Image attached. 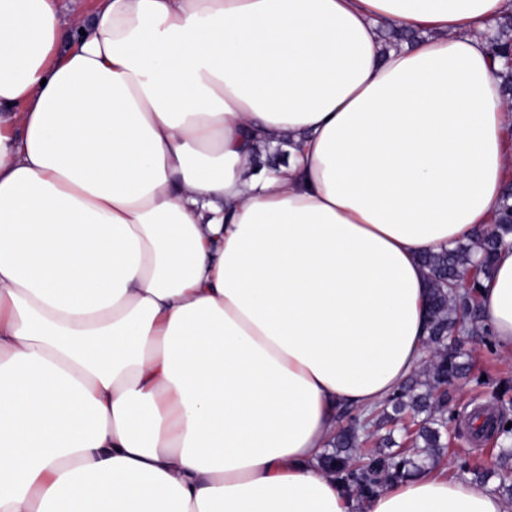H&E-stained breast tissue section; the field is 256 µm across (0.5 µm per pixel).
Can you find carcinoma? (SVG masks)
Here are the masks:
<instances>
[{"label":"carcinoma","instance_id":"carcinoma-1","mask_svg":"<svg viewBox=\"0 0 512 512\" xmlns=\"http://www.w3.org/2000/svg\"><path fill=\"white\" fill-rule=\"evenodd\" d=\"M510 234L512 189L507 188L503 191L502 203L490 230L475 235L465 245L422 257L431 285L430 334L427 344L434 357L419 372L411 375L382 405L375 408L368 421V424L376 426L384 419L411 411L419 417V421L417 431L411 435L410 445L397 453H359L360 416L355 415L319 457L320 467L336 475V479L356 497H369L388 483L417 474L429 465L439 464L447 448L444 442L447 402L440 388L454 380L468 377L470 370L465 354L458 350L456 343L465 333L470 336L489 335V329L478 313L475 293L461 290L457 284L475 265L479 266L483 276H491L495 269L497 250ZM509 423L512 424V418L504 413L488 416L478 410L471 416L470 427L475 437L491 433L504 444L498 453L500 464L496 476L500 493L512 500V448L508 446L512 439V427H507Z\"/></svg>","mask_w":512,"mask_h":512}]
</instances>
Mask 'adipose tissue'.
<instances>
[{"label":"adipose tissue","mask_w":512,"mask_h":512,"mask_svg":"<svg viewBox=\"0 0 512 512\" xmlns=\"http://www.w3.org/2000/svg\"><path fill=\"white\" fill-rule=\"evenodd\" d=\"M101 2L62 53L0 0V512H505L318 457L421 366L420 255L495 221L512 0ZM477 299L512 360V235Z\"/></svg>","instance_id":"ef3b65f1"}]
</instances>
